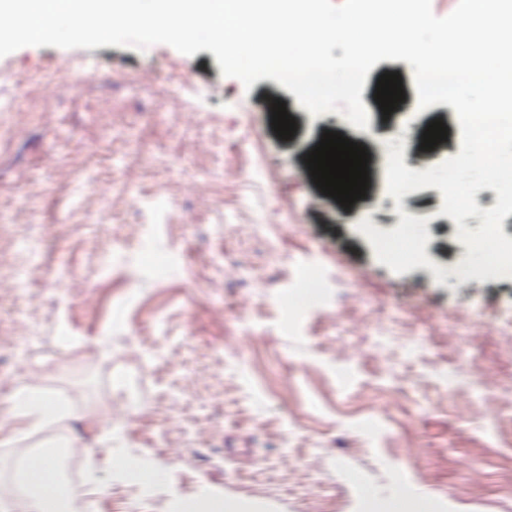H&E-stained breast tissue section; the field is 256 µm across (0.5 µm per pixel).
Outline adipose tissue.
I'll list each match as a JSON object with an SVG mask.
<instances>
[{
    "instance_id": "adipose-tissue-1",
    "label": "adipose tissue",
    "mask_w": 512,
    "mask_h": 512,
    "mask_svg": "<svg viewBox=\"0 0 512 512\" xmlns=\"http://www.w3.org/2000/svg\"><path fill=\"white\" fill-rule=\"evenodd\" d=\"M67 414L66 406L49 402L35 388L20 386L0 408V438L41 432ZM58 469L57 456L47 450L35 452L20 466L15 486L26 496L29 512H66L68 502L79 498L78 490L58 481Z\"/></svg>"
}]
</instances>
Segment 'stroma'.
I'll return each mask as SVG.
<instances>
[{"label": "stroma", "mask_w": 512, "mask_h": 512, "mask_svg": "<svg viewBox=\"0 0 512 512\" xmlns=\"http://www.w3.org/2000/svg\"><path fill=\"white\" fill-rule=\"evenodd\" d=\"M87 73L58 112H0V404L18 382L67 405L50 429L0 446V501L16 449L48 441L151 455L160 491L210 512H512V278L466 287L442 195L406 193L426 219L431 267L380 264L362 219L401 217L385 177L388 140L423 171L460 151L454 109L407 96L367 129L317 117L270 78L244 88L215 55L169 45L27 46L0 57V91L26 102L60 64ZM283 98L297 131L279 139L262 102ZM449 129L414 151L424 124ZM323 128L362 139L375 188L346 213L304 172ZM445 273L437 283L434 267ZM318 271L319 301L295 305ZM51 363L29 376L33 359ZM130 388L134 417L101 436L90 413ZM93 512H166L98 470Z\"/></svg>", "instance_id": "1"}]
</instances>
